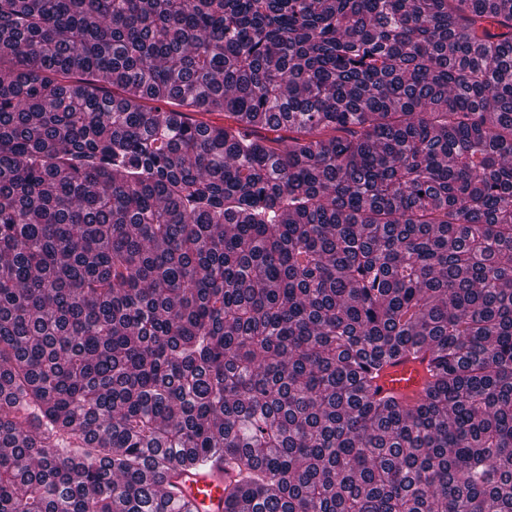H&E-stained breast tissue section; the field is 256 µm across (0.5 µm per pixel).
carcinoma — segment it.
Returning a JSON list of instances; mask_svg holds the SVG:
<instances>
[{"mask_svg":"<svg viewBox=\"0 0 512 512\" xmlns=\"http://www.w3.org/2000/svg\"><path fill=\"white\" fill-rule=\"evenodd\" d=\"M216 459L224 512H512V0H0V512ZM427 380L425 362L410 356H400L384 367L376 379V384L382 393L402 398L422 394Z\"/></svg>","mask_w":512,"mask_h":512,"instance_id":"1","label":"carcinoma"}]
</instances>
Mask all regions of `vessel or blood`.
<instances>
[{
	"instance_id": "1",
	"label": "vessel or blood",
	"mask_w": 512,
	"mask_h": 512,
	"mask_svg": "<svg viewBox=\"0 0 512 512\" xmlns=\"http://www.w3.org/2000/svg\"><path fill=\"white\" fill-rule=\"evenodd\" d=\"M427 380L425 363L400 356L384 367L376 384L381 392L402 398L422 394ZM229 478V472L220 461L204 471L183 470L164 475L165 483L175 486L177 496L190 502L197 512H224V486Z\"/></svg>"
}]
</instances>
